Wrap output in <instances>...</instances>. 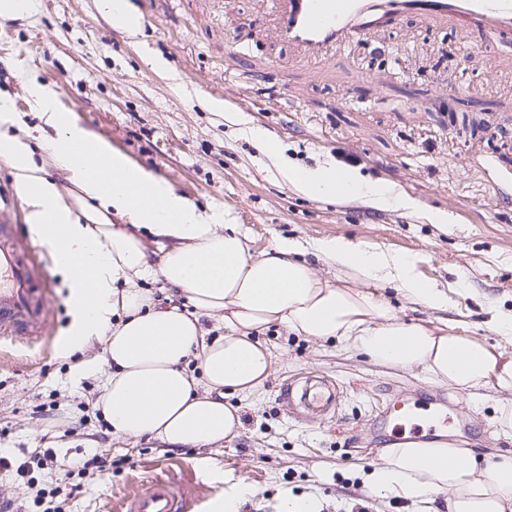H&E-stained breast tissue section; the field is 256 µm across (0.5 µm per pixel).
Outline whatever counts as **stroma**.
<instances>
[{
	"instance_id": "stroma-1",
	"label": "stroma",
	"mask_w": 512,
	"mask_h": 512,
	"mask_svg": "<svg viewBox=\"0 0 512 512\" xmlns=\"http://www.w3.org/2000/svg\"><path fill=\"white\" fill-rule=\"evenodd\" d=\"M143 19L131 44L99 10L98 0H37L22 18H0V94L18 115L10 133L26 137L44 176L71 199H86L41 145L57 132L33 109L27 90L36 78L62 111L94 137L168 181L198 209L228 211L247 235L251 253L282 237L305 246V260L346 287L352 280L314 260L308 246L343 238L414 258L418 275L448 295L446 311L403 298V319L462 326L512 362V339L486 325L488 306L512 310V33L487 38L474 25H451L406 15L314 59L280 35L270 0H132ZM162 57L169 75L151 63ZM228 103L275 142L267 155L244 138L213 103ZM333 163L392 185L413 207L380 208L361 197L313 199L282 176V165ZM447 215L444 225L428 213ZM17 226L20 244L44 263L50 331L44 342L0 351V456L23 459L37 448L58 460L87 457L91 448L129 458L121 471L82 479L66 512H112L114 503L166 474L192 497L189 512L222 493L226 478L244 479L255 494L243 512H280L283 494L315 498L321 512H446L443 495L427 503L374 491L369 471L397 434L379 428L378 414L396 399L448 400V438L477 456L512 455L495 409L511 397L494 381L475 394L430 381L420 371L372 363L335 341L288 336L278 328L263 338L272 371L252 395L228 394L240 416L235 437L203 449L169 450L149 436L117 437L100 415L82 417L80 405L98 395L108 368L101 345L82 353L81 377L62 352L72 320L67 280L26 221L9 163L0 158V225ZM321 377L336 394L327 414H292L278 387ZM53 402L55 415L35 417ZM79 428H72V421ZM68 493L57 472L32 468L30 479L0 468V497L36 512V487Z\"/></svg>"
}]
</instances>
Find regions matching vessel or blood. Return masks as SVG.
Returning a JSON list of instances; mask_svg holds the SVG:
<instances>
[{
    "label": "vessel or blood",
    "mask_w": 512,
    "mask_h": 512,
    "mask_svg": "<svg viewBox=\"0 0 512 512\" xmlns=\"http://www.w3.org/2000/svg\"><path fill=\"white\" fill-rule=\"evenodd\" d=\"M281 34L311 53L357 37L390 14L418 13L467 21L491 35L512 32V0H273ZM0 227V342L43 338L50 314L39 300L49 280L30 250ZM185 495L171 481L152 478L126 497L120 512H185Z\"/></svg>",
    "instance_id": "b4317fda"
}]
</instances>
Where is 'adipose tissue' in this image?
<instances>
[{
  "label": "adipose tissue",
  "mask_w": 512,
  "mask_h": 512,
  "mask_svg": "<svg viewBox=\"0 0 512 512\" xmlns=\"http://www.w3.org/2000/svg\"><path fill=\"white\" fill-rule=\"evenodd\" d=\"M28 89L46 123L57 131L47 147L55 164L98 208L75 212L54 182L35 164L27 142L0 133V157L14 172L26 220L70 282L73 322L67 354L102 343L110 371L94 406L117 436H151L174 449L199 448L231 439L239 417L226 393L257 391L272 368L261 335L276 326L302 338L351 346L375 364L420 369L433 381L471 392L487 380L512 391V362L486 343L403 321L385 296L341 288L300 259L297 241L279 239L252 254L229 214L206 213L170 184L130 163L102 139L90 137L37 82ZM94 156L109 181L93 175ZM304 195L360 196L379 207H411L385 183L364 181L333 165L283 168ZM148 198L136 200L133 188ZM128 216L112 224L110 213ZM166 240L151 261L145 240ZM313 253L351 277L381 282L409 301L435 310L448 296L421 279L412 258L368 249L342 238L320 240ZM159 279L189 302L159 301L141 279ZM218 316L223 335L209 337L203 318ZM374 489L416 502L447 496L448 512H512V456L479 462L474 450L445 440L393 444L369 475Z\"/></svg>",
  "instance_id": "adipose-tissue-1"
}]
</instances>
